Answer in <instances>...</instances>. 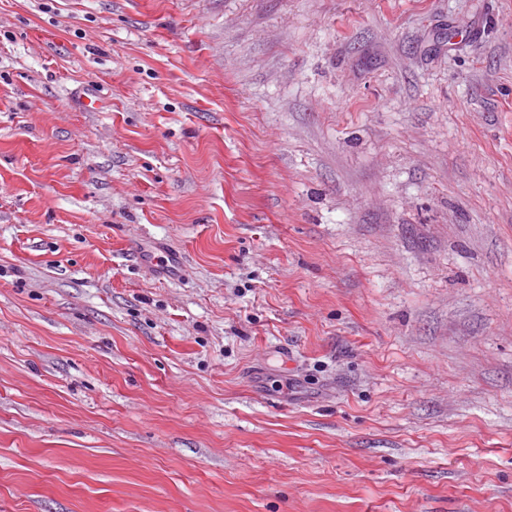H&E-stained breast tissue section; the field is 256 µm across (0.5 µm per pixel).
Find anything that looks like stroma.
I'll use <instances>...</instances> for the list:
<instances>
[{
    "instance_id": "35a3bbf8",
    "label": "stroma",
    "mask_w": 512,
    "mask_h": 512,
    "mask_svg": "<svg viewBox=\"0 0 512 512\" xmlns=\"http://www.w3.org/2000/svg\"><path fill=\"white\" fill-rule=\"evenodd\" d=\"M0 512H512V0H0Z\"/></svg>"
}]
</instances>
